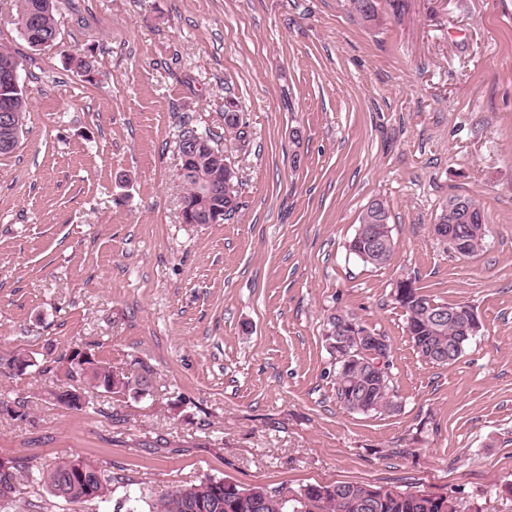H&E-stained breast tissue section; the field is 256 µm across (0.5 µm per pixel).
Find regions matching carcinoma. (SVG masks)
Listing matches in <instances>:
<instances>
[{
  "label": "carcinoma",
  "mask_w": 512,
  "mask_h": 512,
  "mask_svg": "<svg viewBox=\"0 0 512 512\" xmlns=\"http://www.w3.org/2000/svg\"><path fill=\"white\" fill-rule=\"evenodd\" d=\"M351 13L365 22L378 19V0H347ZM37 20L38 29L51 33L57 31L54 0H18L13 23L18 32H23L28 16ZM13 101V112L9 116L11 126L23 133L28 100L24 91L1 92ZM224 129L244 141L247 132L240 112L233 100L224 103ZM208 138V150L193 159L202 173L224 178V171L215 166L224 156L219 149L217 135L203 130ZM455 198L448 199L438 223L452 226L463 223V214L453 207ZM375 209H365L360 224L373 223L375 233L387 234L386 241L394 246L389 225V210L381 200L373 201ZM395 300L406 312L407 331L421 357L438 365H448L458 360L468 347L470 340L458 336L456 323L471 314V306L464 303L445 305L423 294L410 285L395 289ZM448 308V322L434 329L428 322L426 310L430 306ZM356 317L339 314L326 324L323 340L335 341L331 331L337 327L346 329ZM366 363L359 369L352 365L342 367L337 363L336 400L352 413L370 415L388 408L390 400V374L375 372L371 364L373 356L365 355ZM29 373L43 376L64 377L58 390L50 393L53 404L68 409L83 410L89 407L86 400L89 389L120 397L139 399L149 395L153 389V369L141 365L135 375L116 373L111 367L96 358L73 348L56 358H37L25 351L0 354V375L21 377ZM89 389H84V386ZM28 397L16 396L0 403V413L5 412L14 420L27 416ZM24 465L16 460L0 459V512H14L16 485L20 483ZM38 480L49 493L69 503L104 502L111 493L113 477L107 470L85 461H68L48 465L38 474ZM149 512H458L455 502L443 495L418 494L398 490L394 487L374 486L359 482H336L321 485L310 484L298 493V497L284 500L281 492L263 486L244 488L224 479L205 478L195 484L174 486L149 504Z\"/></svg>",
  "instance_id": "obj_1"
}]
</instances>
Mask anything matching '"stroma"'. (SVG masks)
I'll use <instances>...</instances> for the list:
<instances>
[{
    "label": "stroma",
    "instance_id": "35a3bbf8",
    "mask_svg": "<svg viewBox=\"0 0 512 512\" xmlns=\"http://www.w3.org/2000/svg\"><path fill=\"white\" fill-rule=\"evenodd\" d=\"M378 7L367 26L344 0H59L57 44L34 52L16 0H0L29 102L0 155V352L80 347L155 372L149 396L96 391L86 412L44 401L48 378L0 377V400L30 399L26 419L0 416V458L26 462L20 512H126L129 491L207 476L512 512V0ZM228 99L246 141L224 130ZM186 122L219 133L238 173L223 222L182 221ZM457 195L491 226L471 256L432 232ZM374 199L395 242L380 268L347 250ZM403 278L475 310L454 364L418 354L393 296ZM337 312L386 336L394 410L337 402L323 341ZM70 459L113 476L105 502L35 481Z\"/></svg>",
    "mask_w": 512,
    "mask_h": 512
}]
</instances>
